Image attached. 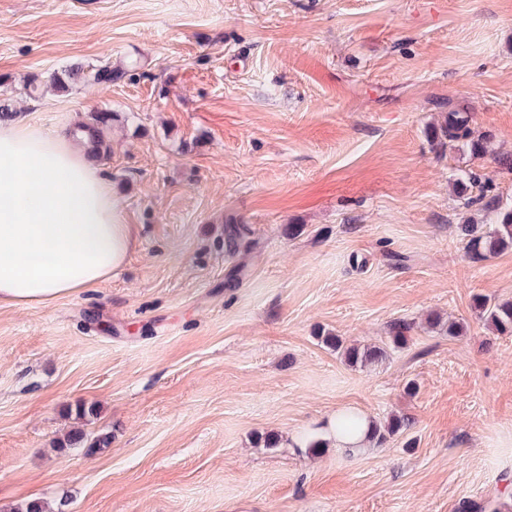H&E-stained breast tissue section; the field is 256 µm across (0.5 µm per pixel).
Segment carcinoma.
I'll list each match as a JSON object with an SVG mask.
<instances>
[{
    "instance_id": "cac0c4a2",
    "label": "carcinoma",
    "mask_w": 512,
    "mask_h": 512,
    "mask_svg": "<svg viewBox=\"0 0 512 512\" xmlns=\"http://www.w3.org/2000/svg\"><path fill=\"white\" fill-rule=\"evenodd\" d=\"M128 73L124 66L112 65L108 61L103 65L91 66L86 70L73 73L65 70L50 76L49 87L61 94L73 89V80L80 79L86 85L110 84L120 80ZM440 136L448 141V146L467 148L473 158H480L487 152V139L479 136L470 127L469 115L457 109L448 112L444 124L439 128ZM460 187L459 197L463 198V206L469 208L480 206L481 210L496 215V223L484 228L482 224H463L460 236L464 241L466 253L472 259H481L489 254H498L512 249V208L503 206L501 196L496 193V186L489 179H481L477 174L463 172L457 179ZM473 308L478 317L489 327L500 334H512V300L496 301L485 296L473 299ZM431 328L439 327L451 338L462 335L465 326L456 319L445 320L436 315L428 319ZM413 324L400 321L391 325L388 340L391 346L400 348L407 343L408 333ZM323 342L336 350L351 366H365L387 354L385 347L359 346L348 344L338 336H325ZM409 428L405 418L392 416L383 423H374L369 443L377 446L385 444L390 438L403 434Z\"/></svg>"
}]
</instances>
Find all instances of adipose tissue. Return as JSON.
I'll return each mask as SVG.
<instances>
[{
  "label": "adipose tissue",
  "instance_id": "1",
  "mask_svg": "<svg viewBox=\"0 0 512 512\" xmlns=\"http://www.w3.org/2000/svg\"><path fill=\"white\" fill-rule=\"evenodd\" d=\"M132 245L87 144L24 120L0 124V303L49 304L94 287Z\"/></svg>",
  "mask_w": 512,
  "mask_h": 512
}]
</instances>
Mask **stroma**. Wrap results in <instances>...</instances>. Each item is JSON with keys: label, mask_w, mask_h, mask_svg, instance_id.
Masks as SVG:
<instances>
[{"label": "stroma", "mask_w": 512, "mask_h": 512, "mask_svg": "<svg viewBox=\"0 0 512 512\" xmlns=\"http://www.w3.org/2000/svg\"><path fill=\"white\" fill-rule=\"evenodd\" d=\"M108 60L126 77L47 87ZM0 97L47 131L110 114L136 239L96 287L0 305V512L512 507V335L472 309L512 299V250L466 255L484 214L454 191L470 169L512 203V0H0ZM452 109L484 158L432 137ZM397 320L407 346L363 367L322 341ZM343 409L410 427L299 448Z\"/></svg>", "instance_id": "1"}]
</instances>
